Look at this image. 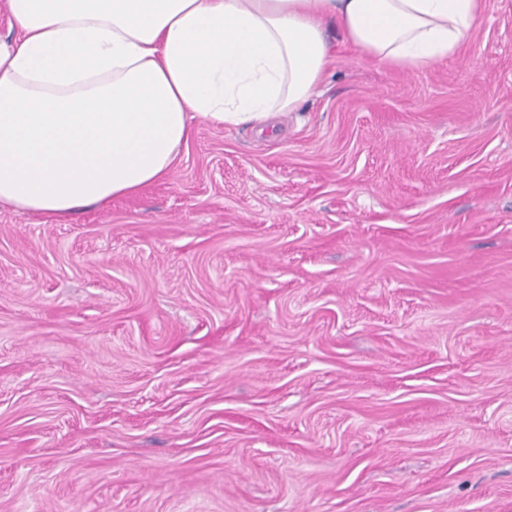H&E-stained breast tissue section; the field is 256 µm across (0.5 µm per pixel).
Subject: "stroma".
Instances as JSON below:
<instances>
[{"mask_svg":"<svg viewBox=\"0 0 512 512\" xmlns=\"http://www.w3.org/2000/svg\"><path fill=\"white\" fill-rule=\"evenodd\" d=\"M0 512H512V0L106 208L1 203Z\"/></svg>","mask_w":512,"mask_h":512,"instance_id":"1","label":"stroma"}]
</instances>
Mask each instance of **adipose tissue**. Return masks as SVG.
I'll return each instance as SVG.
<instances>
[{"label":"adipose tissue","instance_id":"ef3b65f1","mask_svg":"<svg viewBox=\"0 0 512 512\" xmlns=\"http://www.w3.org/2000/svg\"><path fill=\"white\" fill-rule=\"evenodd\" d=\"M0 203L64 216L166 178L192 119L261 126L315 95L332 37L393 69L467 44L485 0H1Z\"/></svg>","mask_w":512,"mask_h":512}]
</instances>
